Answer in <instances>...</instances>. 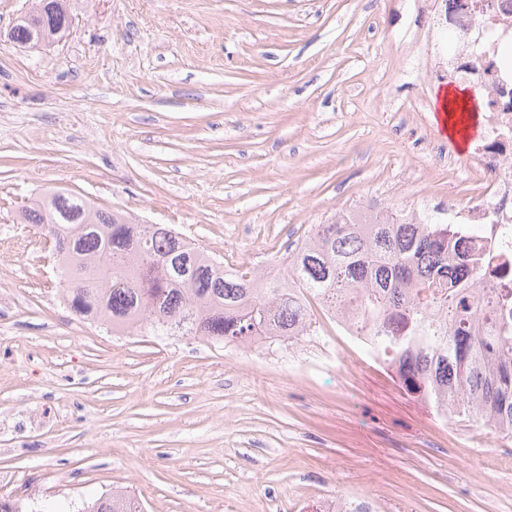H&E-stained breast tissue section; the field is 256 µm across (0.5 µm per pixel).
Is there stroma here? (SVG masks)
I'll list each match as a JSON object with an SVG mask.
<instances>
[{"mask_svg":"<svg viewBox=\"0 0 512 512\" xmlns=\"http://www.w3.org/2000/svg\"><path fill=\"white\" fill-rule=\"evenodd\" d=\"M0 0V499L79 512H512V434L442 416L335 325L247 354L76 318L19 208L62 189L220 262L336 212L447 199L414 0H69L38 48ZM81 512H142L138 500L127 493H114L85 502Z\"/></svg>","mask_w":512,"mask_h":512,"instance_id":"obj_1","label":"stroma"}]
</instances>
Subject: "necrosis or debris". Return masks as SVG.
<instances>
[{
	"mask_svg": "<svg viewBox=\"0 0 512 512\" xmlns=\"http://www.w3.org/2000/svg\"><path fill=\"white\" fill-rule=\"evenodd\" d=\"M424 23L413 47L428 78L454 79L485 92L482 132L470 165L478 178L449 195L447 218L459 249H486L478 285L512 288V0H421ZM450 28L455 53L439 42Z\"/></svg>",
	"mask_w": 512,
	"mask_h": 512,
	"instance_id": "necrosis-or-debris-1",
	"label": "necrosis or debris"
}]
</instances>
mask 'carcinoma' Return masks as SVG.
<instances>
[{"mask_svg": "<svg viewBox=\"0 0 512 512\" xmlns=\"http://www.w3.org/2000/svg\"><path fill=\"white\" fill-rule=\"evenodd\" d=\"M67 0H48L9 32L19 46L53 43L70 28ZM340 211L288 253L284 270L257 278L229 272L170 227L147 234L118 212L66 191L46 192L21 211L43 239L61 245L58 261L72 313L119 329L150 325L224 344L260 336L270 320L284 334L312 332V297L355 314L356 335L395 364L405 389L444 414L475 417L512 434V308L488 311L484 333L472 325L469 274L482 252L456 251L448 228L427 219L356 224ZM81 512H142L127 493L101 496Z\"/></svg>", "mask_w": 512, "mask_h": 512, "instance_id": "cac0c4a2", "label": "carcinoma"}]
</instances>
